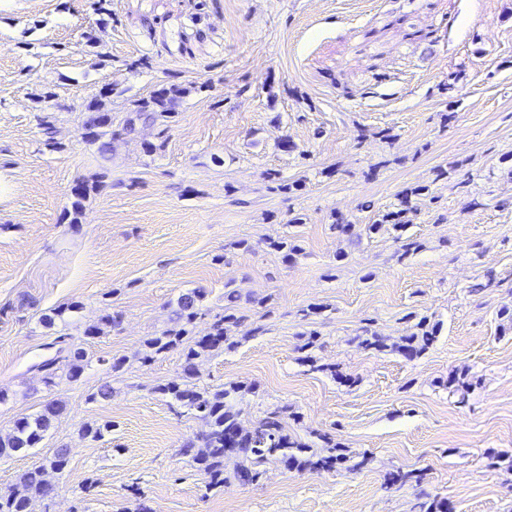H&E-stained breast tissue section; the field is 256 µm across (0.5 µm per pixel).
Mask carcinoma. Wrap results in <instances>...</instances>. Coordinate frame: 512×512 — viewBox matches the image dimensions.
I'll list each match as a JSON object with an SVG mask.
<instances>
[{"instance_id": "cac0c4a2", "label": "carcinoma", "mask_w": 512, "mask_h": 512, "mask_svg": "<svg viewBox=\"0 0 512 512\" xmlns=\"http://www.w3.org/2000/svg\"><path fill=\"white\" fill-rule=\"evenodd\" d=\"M192 89L178 83H168L154 90L147 97L133 101L120 128H112V109L107 106L109 97L94 96L84 104L87 119L84 122V139L98 145L100 157L105 159L112 154L116 141L131 137L137 125L155 124L173 117L175 105ZM106 187L102 179L80 181L73 188L68 213L76 223L83 215L85 202ZM427 185H417L400 199L399 207L378 215L371 224L364 225L363 231L371 236L378 233L386 224L395 228L402 226V217L411 210L410 197L425 196ZM240 295L236 290L225 288L224 311L214 315L209 332L203 336L194 333L199 320L209 314L203 305L204 297L195 291L181 295L177 307L172 311L168 326L160 333L148 337L139 352L142 363L152 362L170 352H178L182 360L180 380L157 385L151 393L167 401L170 408L179 414H187L203 423V428L190 435L182 444L181 454L209 475L208 488L224 487L228 478L242 484H256L262 478L264 465L272 460L280 462L284 468L297 472L305 470L332 471L351 460L347 450L339 448L332 438L324 433L318 435L325 451L319 452L310 443L293 437L288 432L289 422H299L297 413L283 406L268 411L259 420L247 426L241 415L233 408L235 394L242 387H210L200 383L197 374V361L214 353L232 350L251 335H236V331L247 321V315L239 309ZM82 306L68 303L53 309L42 318L49 327H58L54 345L56 352L43 360L44 369L40 379L50 388L59 385L61 379L78 380L90 366L87 350L80 343L71 341L68 333L71 319ZM121 323L120 315L110 305L100 309L97 318L83 327V336L96 339L116 329ZM438 323L421 316L411 332L391 345L386 344L377 334L362 328L357 336L358 347L363 350L395 352L412 361L424 355L437 338ZM319 347V334L310 330L303 333L301 361L312 373H328L343 378L336 367L325 364L313 355ZM478 377L467 370H455L448 376V388L460 393L459 403H466V395L475 385ZM66 403L51 400L34 415L16 419L9 432L0 433V457L13 456L37 448L66 412ZM68 464V448L61 446L52 450L42 462L17 475V481L6 493H0V512H35L37 504L51 499L57 490L56 481ZM424 481V470L397 469L385 475L388 487L405 485L419 486ZM419 512H451L448 501L437 495L425 496L419 503Z\"/></svg>"}]
</instances>
